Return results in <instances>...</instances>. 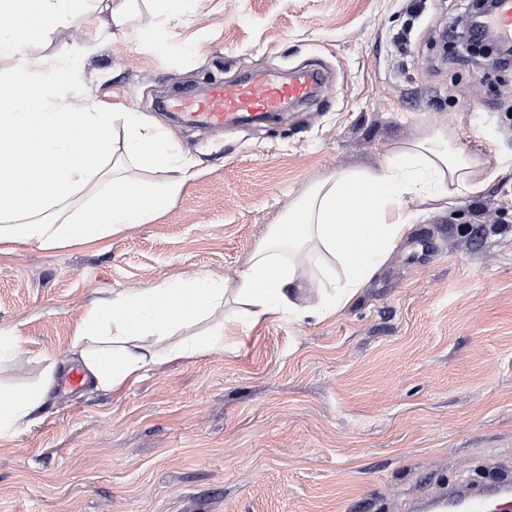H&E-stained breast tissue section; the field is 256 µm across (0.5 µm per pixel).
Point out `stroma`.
I'll use <instances>...</instances> for the list:
<instances>
[{"label":"stroma","instance_id":"35a3bbf8","mask_svg":"<svg viewBox=\"0 0 512 512\" xmlns=\"http://www.w3.org/2000/svg\"><path fill=\"white\" fill-rule=\"evenodd\" d=\"M464 0H201L164 44L83 46L77 99L142 114L194 164L153 222L78 246L0 242V388L79 368L99 299L235 276L310 184L380 169L432 125L484 161L481 186L423 209L338 314L237 322L224 348L161 360L115 389L50 388L0 441V512H404L437 480L512 459V70L447 53ZM406 33V48L395 46ZM320 64L328 88L246 127L173 117L174 90Z\"/></svg>","mask_w":512,"mask_h":512}]
</instances>
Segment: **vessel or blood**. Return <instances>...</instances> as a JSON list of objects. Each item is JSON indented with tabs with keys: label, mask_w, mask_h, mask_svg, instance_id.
<instances>
[{
	"label": "vessel or blood",
	"mask_w": 512,
	"mask_h": 512,
	"mask_svg": "<svg viewBox=\"0 0 512 512\" xmlns=\"http://www.w3.org/2000/svg\"><path fill=\"white\" fill-rule=\"evenodd\" d=\"M487 26L498 39H512V0H499ZM324 82L316 67L297 71L285 81L258 75L214 84L205 97L185 98L183 107L189 117L214 127L245 124L302 105ZM412 508L414 512H512V469L499 468L496 477L485 481L462 479L435 486Z\"/></svg>",
	"instance_id": "b4317fda"
}]
</instances>
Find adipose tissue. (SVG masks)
Returning a JSON list of instances; mask_svg holds the SVG:
<instances>
[{
	"mask_svg": "<svg viewBox=\"0 0 512 512\" xmlns=\"http://www.w3.org/2000/svg\"><path fill=\"white\" fill-rule=\"evenodd\" d=\"M133 0H0V58L11 67L0 87V241L42 249L88 243L151 223L179 195L190 169L176 141L135 112L76 106L52 70L79 72L83 50L41 52L40 39H19L12 23L26 16L42 37L76 10L95 15L100 31L130 29ZM37 84L36 95L17 89ZM124 133L114 144L115 129ZM147 164L163 181L126 175ZM482 160L432 126L388 154L382 167L349 169L311 185L272 225L234 279L195 277L98 301L76 337L89 378L116 388L158 362L147 340L162 341L226 301L255 325L273 315L322 320L352 302L416 217L412 206L440 204L479 187ZM323 288L317 306L304 290ZM43 390L0 393V439L11 437L40 408Z\"/></svg>",
	"mask_w": 512,
	"mask_h": 512,
	"instance_id": "1",
	"label": "adipose tissue"
}]
</instances>
